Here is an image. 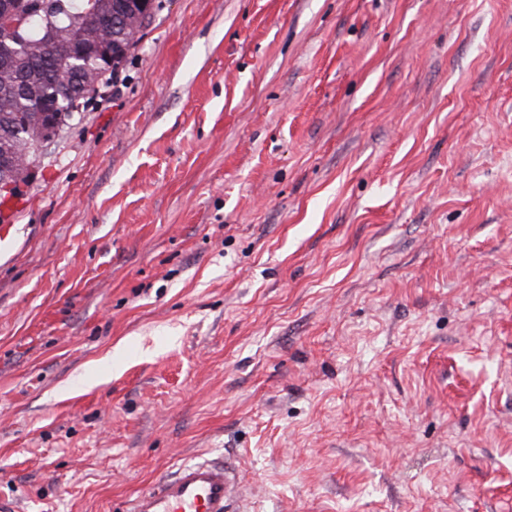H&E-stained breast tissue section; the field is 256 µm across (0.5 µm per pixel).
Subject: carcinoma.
I'll list each match as a JSON object with an SVG mask.
<instances>
[{"label":"carcinoma","instance_id":"cac0c4a2","mask_svg":"<svg viewBox=\"0 0 512 512\" xmlns=\"http://www.w3.org/2000/svg\"><path fill=\"white\" fill-rule=\"evenodd\" d=\"M30 14V23L20 32L0 35V160L25 158L40 161V145L28 125L48 94L58 101L52 120L55 137H60L76 115L85 111L99 87L87 80L91 72L100 79L123 65L137 41L138 33L150 23L158 4L141 16L137 32H127L113 19V0H19ZM95 24L113 39L112 66L100 68L96 47H87L77 34ZM69 73L67 81L55 79V71Z\"/></svg>","mask_w":512,"mask_h":512}]
</instances>
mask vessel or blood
I'll return each mask as SVG.
<instances>
[{
	"label": "vessel or blood",
	"mask_w": 512,
	"mask_h": 512,
	"mask_svg": "<svg viewBox=\"0 0 512 512\" xmlns=\"http://www.w3.org/2000/svg\"><path fill=\"white\" fill-rule=\"evenodd\" d=\"M237 501L233 467L203 460L159 479L132 501L128 512H236Z\"/></svg>",
	"instance_id": "obj_1"
}]
</instances>
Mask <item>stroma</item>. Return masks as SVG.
<instances>
[{"instance_id": "obj_1", "label": "stroma", "mask_w": 512, "mask_h": 512, "mask_svg": "<svg viewBox=\"0 0 512 512\" xmlns=\"http://www.w3.org/2000/svg\"><path fill=\"white\" fill-rule=\"evenodd\" d=\"M19 199L17 512H512V0H161ZM234 468L208 460L186 463L137 496L128 512H237Z\"/></svg>"}]
</instances>
